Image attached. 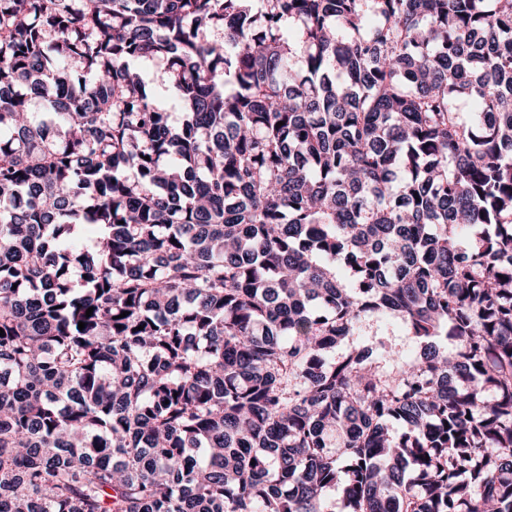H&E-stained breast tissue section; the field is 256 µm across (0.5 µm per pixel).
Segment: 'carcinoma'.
<instances>
[{
    "label": "carcinoma",
    "instance_id": "1",
    "mask_svg": "<svg viewBox=\"0 0 512 512\" xmlns=\"http://www.w3.org/2000/svg\"><path fill=\"white\" fill-rule=\"evenodd\" d=\"M0 328V512H512V0H0Z\"/></svg>",
    "mask_w": 512,
    "mask_h": 512
}]
</instances>
